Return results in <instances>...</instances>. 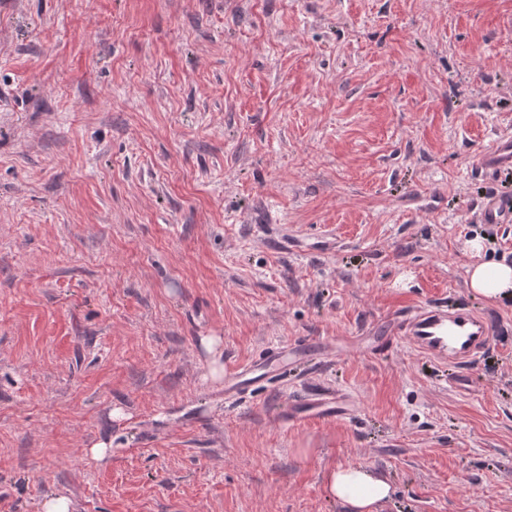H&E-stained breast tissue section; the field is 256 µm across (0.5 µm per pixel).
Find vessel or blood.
<instances>
[{
	"label": "vessel or blood",
	"mask_w": 512,
	"mask_h": 512,
	"mask_svg": "<svg viewBox=\"0 0 512 512\" xmlns=\"http://www.w3.org/2000/svg\"><path fill=\"white\" fill-rule=\"evenodd\" d=\"M476 166L485 172L512 171V135H499L489 150L477 156ZM480 218L487 224H511L512 199L487 196ZM395 330L424 357L456 369L458 383L462 386L468 381L467 368L493 344L491 317L463 308L452 310L443 302L399 315ZM299 350L296 344L270 346L252 361L233 368L224 378L225 400L245 399L285 376L289 358ZM351 412L352 403L346 396L318 388L291 405L284 419L294 424L314 418H343Z\"/></svg>",
	"instance_id": "vessel-or-blood-1"
}]
</instances>
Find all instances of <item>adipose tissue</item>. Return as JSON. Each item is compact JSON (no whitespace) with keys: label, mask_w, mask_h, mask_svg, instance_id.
I'll return each instance as SVG.
<instances>
[{"label":"adipose tissue","mask_w":512,"mask_h":512,"mask_svg":"<svg viewBox=\"0 0 512 512\" xmlns=\"http://www.w3.org/2000/svg\"><path fill=\"white\" fill-rule=\"evenodd\" d=\"M469 287L474 295L491 304L512 299V264L483 261L469 270ZM330 497L349 505L353 512H378L389 499L391 486L362 465L338 466L325 475Z\"/></svg>","instance_id":"adipose-tissue-1"}]
</instances>
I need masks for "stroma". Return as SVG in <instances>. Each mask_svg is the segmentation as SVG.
<instances>
[{"instance_id":"stroma-1","label":"stroma","mask_w":512,"mask_h":512,"mask_svg":"<svg viewBox=\"0 0 512 512\" xmlns=\"http://www.w3.org/2000/svg\"><path fill=\"white\" fill-rule=\"evenodd\" d=\"M512 0H0V512H512V301L467 288L505 178ZM497 326L468 388L394 318ZM225 367L321 346L244 401ZM351 417L284 426L312 387ZM109 447L93 458V444ZM476 167L485 172L512 171V135L504 133L497 137L493 146L476 157ZM325 484L330 497L349 505L351 512H379L378 506L391 495V485L362 465L332 468Z\"/></svg>"}]
</instances>
